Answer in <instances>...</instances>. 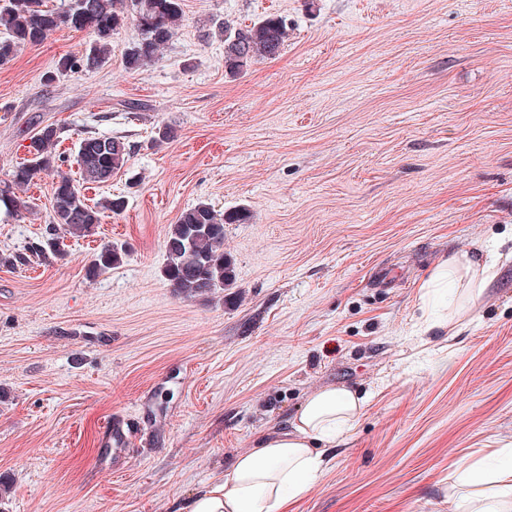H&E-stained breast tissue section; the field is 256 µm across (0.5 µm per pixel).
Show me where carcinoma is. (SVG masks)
Returning <instances> with one entry per match:
<instances>
[{
    "label": "carcinoma",
    "mask_w": 512,
    "mask_h": 512,
    "mask_svg": "<svg viewBox=\"0 0 512 512\" xmlns=\"http://www.w3.org/2000/svg\"><path fill=\"white\" fill-rule=\"evenodd\" d=\"M183 18V0H63L57 8L45 0H0V66L9 64L28 45L44 42L54 32L69 28L88 31L92 41L81 57L62 56L56 63L59 75L93 70L107 62L112 41L121 31L134 29L124 57L127 68L144 71L169 43L176 24ZM224 36V72L238 77L261 61L280 55L287 36L285 21L266 16L249 25L226 20L220 26ZM60 129L46 125L31 137V159L14 167L9 179L0 185V203L16 215L28 210L19 191L41 172L56 167L52 151ZM132 145L123 136H91L80 141L77 162L82 180L106 184L127 164ZM49 235L46 244L28 246V253L0 256L5 266L24 265L28 254L58 256L54 236L64 231L85 236L94 231L106 212L118 214L125 207L122 196L90 205L81 187L68 177H60L50 200ZM250 219L245 207L219 212L207 202L183 211L170 225L165 237L167 261L162 277L176 295L183 298L207 296L235 287V260L224 252V225L244 224ZM127 256L116 243L103 245L96 254L90 274L96 275L119 266Z\"/></svg>",
    "instance_id": "cac0c4a2"
}]
</instances>
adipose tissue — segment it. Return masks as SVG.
<instances>
[{"mask_svg": "<svg viewBox=\"0 0 512 512\" xmlns=\"http://www.w3.org/2000/svg\"><path fill=\"white\" fill-rule=\"evenodd\" d=\"M492 267L466 254H455L426 281L427 290L456 282L478 296ZM364 397L347 389L326 388L307 399L284 428L261 436L251 451L238 455L229 476L198 490L185 512H279L286 498L302 496L323 473L318 447L334 443L359 417Z\"/></svg>", "mask_w": 512, "mask_h": 512, "instance_id": "1", "label": "adipose tissue"}]
</instances>
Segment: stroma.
<instances>
[{
  "mask_svg": "<svg viewBox=\"0 0 512 512\" xmlns=\"http://www.w3.org/2000/svg\"><path fill=\"white\" fill-rule=\"evenodd\" d=\"M268 15L281 54L225 77L202 27ZM131 36L89 72L53 75L91 38L69 29L0 68V180L45 125L64 158L28 212H0V254L41 240L80 139L132 146L83 189L123 212L63 257L0 265V512H179L335 386L363 412L281 512H448L472 492L462 470L512 461V0H184L145 71L125 65ZM201 201L251 219L224 227L231 294L184 299L164 240ZM108 241L124 262L89 275ZM463 252L500 260L457 328L459 289L422 285ZM118 415L124 454L102 440Z\"/></svg>",
  "mask_w": 512,
  "mask_h": 512,
  "instance_id": "1",
  "label": "stroma"
}]
</instances>
